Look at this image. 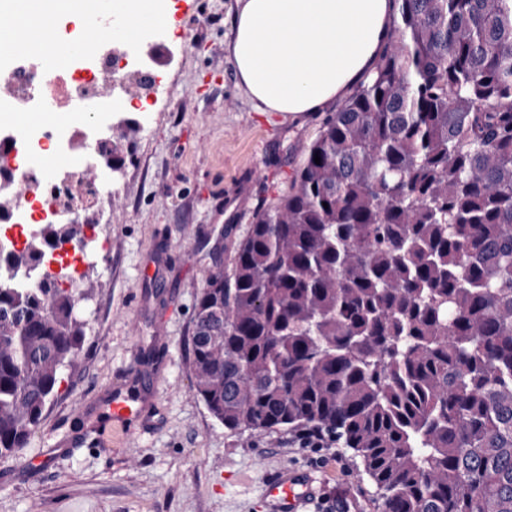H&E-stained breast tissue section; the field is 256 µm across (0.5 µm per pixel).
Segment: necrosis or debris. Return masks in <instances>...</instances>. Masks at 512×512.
<instances>
[{"mask_svg": "<svg viewBox=\"0 0 512 512\" xmlns=\"http://www.w3.org/2000/svg\"><path fill=\"white\" fill-rule=\"evenodd\" d=\"M11 108L23 111L39 101H51L58 107H77L70 117L64 142L69 153L66 166L44 172L28 163H17L19 130L8 118L0 119V195L11 197L13 204L0 210V259L23 251L44 224L51 222L56 210H67L84 232L77 239L57 242L49 249L44 263L16 277V284L30 287L43 280L79 279L89 244L98 242L97 228L106 222V207L118 189L121 171L112 167V134L93 133L89 114L100 115L109 123L112 102L124 99L125 89L115 85L111 99L100 98L94 77H65L61 69H47L44 63L19 60L7 75ZM93 156L101 175L88 178L84 159ZM26 192H19V184Z\"/></svg>", "mask_w": 512, "mask_h": 512, "instance_id": "necrosis-or-debris-1", "label": "necrosis or debris"}]
</instances>
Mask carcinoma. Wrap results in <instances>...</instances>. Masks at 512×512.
I'll return each mask as SVG.
<instances>
[{
    "label": "carcinoma",
    "mask_w": 512,
    "mask_h": 512,
    "mask_svg": "<svg viewBox=\"0 0 512 512\" xmlns=\"http://www.w3.org/2000/svg\"><path fill=\"white\" fill-rule=\"evenodd\" d=\"M396 2L373 70L201 289L193 388L231 432L330 435L381 512H512V0ZM76 234L47 224L10 266ZM79 305L0 273V455L78 368Z\"/></svg>",
    "instance_id": "cac0c4a2"
}]
</instances>
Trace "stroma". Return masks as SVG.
Returning <instances> with one entry per match:
<instances>
[{
  "mask_svg": "<svg viewBox=\"0 0 512 512\" xmlns=\"http://www.w3.org/2000/svg\"><path fill=\"white\" fill-rule=\"evenodd\" d=\"M174 28L155 69L162 91L122 142L124 180L107 213L110 254L80 308L88 322L81 364L24 448L0 455V512H265L272 472L312 469L340 512H378V495L352 451L299 447L295 432L225 430L193 388L189 336L216 251L242 238L257 196H274L302 161L322 113L261 111L239 85L228 50L237 0H152ZM118 0L95 19L107 36L83 57L97 77L120 46ZM145 400L133 429H95L114 384ZM323 457L313 466V457Z\"/></svg>",
  "mask_w": 512,
  "mask_h": 512,
  "instance_id": "35a3bbf8",
  "label": "stroma"
}]
</instances>
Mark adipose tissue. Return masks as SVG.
<instances>
[{"instance_id":"adipose-tissue-1","label":"adipose tissue","mask_w":512,"mask_h":512,"mask_svg":"<svg viewBox=\"0 0 512 512\" xmlns=\"http://www.w3.org/2000/svg\"><path fill=\"white\" fill-rule=\"evenodd\" d=\"M235 74L268 112H318L366 75L392 35L395 0H238ZM0 42L20 55L69 58L101 0H12Z\"/></svg>"}]
</instances>
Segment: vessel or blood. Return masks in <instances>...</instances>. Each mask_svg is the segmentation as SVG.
Returning <instances> with one entry per match:
<instances>
[{
    "label": "vessel or blood",
    "mask_w": 512,
    "mask_h": 512,
    "mask_svg": "<svg viewBox=\"0 0 512 512\" xmlns=\"http://www.w3.org/2000/svg\"><path fill=\"white\" fill-rule=\"evenodd\" d=\"M141 410V397L130 387H116L96 416L98 428L115 422L133 424ZM319 487L310 470L287 467L266 479L264 504L268 512H308L318 498Z\"/></svg>",
    "instance_id": "obj_1"
}]
</instances>
